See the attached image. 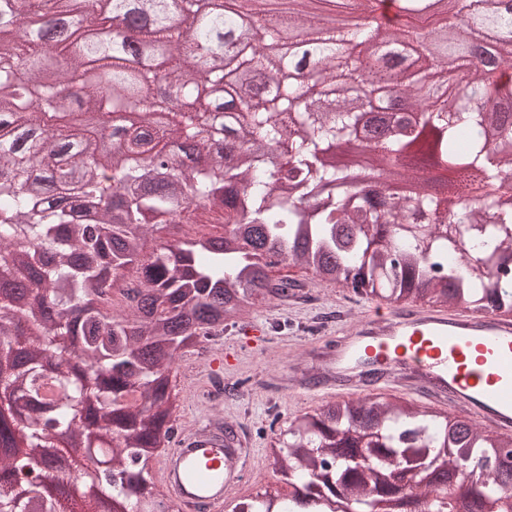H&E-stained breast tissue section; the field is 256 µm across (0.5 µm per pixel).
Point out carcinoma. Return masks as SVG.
<instances>
[{"instance_id": "1", "label": "carcinoma", "mask_w": 512, "mask_h": 512, "mask_svg": "<svg viewBox=\"0 0 512 512\" xmlns=\"http://www.w3.org/2000/svg\"><path fill=\"white\" fill-rule=\"evenodd\" d=\"M112 0V11H139L141 43L166 54L163 77L129 67L121 35L99 45L56 35L48 54L31 0H0L25 36L0 32V276L13 279L25 261L27 283L10 284L0 298V414L25 411V419L0 422V441L21 432L31 444H52L95 425L107 439L88 438L86 454L98 465L93 487L121 498L126 512H171L156 488L149 453L175 436L176 395L170 370L193 337L209 340L224 322L262 299L272 305L296 296L300 284L274 280L270 268L298 264L322 271L320 282L387 301L512 312V206L492 191L437 218L435 196L374 188L359 194L345 170L319 163L330 144L350 139L367 113L388 112L393 135L365 136L385 156L414 150L432 136L431 158L457 171L456 182L512 174V156L495 157L485 131L512 124V6L503 0H456L453 19L438 36L398 27L402 9L389 17L385 0H359L374 14L363 27L321 24L298 10L271 18L254 0L252 39L232 46L223 36L238 27L230 14L202 12L198 0ZM291 29L320 61L316 81L330 96L309 95L310 85L291 74V61L272 50ZM407 42L434 60L431 74L453 87L447 105H424L420 70H394L384 61L390 45ZM375 48L362 62L355 48ZM475 50L488 52L484 75L467 67ZM97 72L88 77L85 59ZM28 63L26 81L13 63ZM224 83V98L197 96L164 127L155 125L157 99L143 88L167 84L180 92L185 75ZM77 83V98L53 93L52 83ZM224 112V132L241 139L230 155L212 138L210 110ZM130 112L113 131L121 151L104 165L77 144L66 153L55 134L43 132L24 150L15 130L35 125L42 113ZM197 139L209 163H185L182 141ZM216 215L221 231L198 232L146 251V235L162 224H191L196 211ZM277 261L270 262L266 256ZM67 359L48 378L47 352ZM503 438L473 420L441 418L430 407L366 398L329 404L290 428L280 459L292 490H265L232 512H327L339 491L354 504L388 493L380 473L405 468L474 473L473 504L512 479ZM67 487L72 474L49 463H24ZM15 464L0 458V512H77L69 497L36 500L37 484L14 480ZM415 501L423 512H452L448 494L428 485Z\"/></svg>"}]
</instances>
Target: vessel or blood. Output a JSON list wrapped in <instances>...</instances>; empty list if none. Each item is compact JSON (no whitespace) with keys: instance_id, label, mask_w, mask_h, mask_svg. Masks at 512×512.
I'll list each match as a JSON object with an SVG mask.
<instances>
[{"instance_id":"1","label":"vessel or blood","mask_w":512,"mask_h":512,"mask_svg":"<svg viewBox=\"0 0 512 512\" xmlns=\"http://www.w3.org/2000/svg\"><path fill=\"white\" fill-rule=\"evenodd\" d=\"M379 371L385 384L425 392L489 429L512 433V320L468 310H372L332 350L311 348L289 386L304 392L356 389ZM247 441L204 419L188 429L163 463L162 480L177 503L201 508L224 500L251 470Z\"/></svg>"}]
</instances>
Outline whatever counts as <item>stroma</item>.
Segmentation results:
<instances>
[{
	"label": "stroma",
	"mask_w": 512,
	"mask_h": 512,
	"mask_svg": "<svg viewBox=\"0 0 512 512\" xmlns=\"http://www.w3.org/2000/svg\"><path fill=\"white\" fill-rule=\"evenodd\" d=\"M271 276L307 284L309 300L254 308L226 329L217 344L197 346L172 372L180 399L178 426L188 428L208 416L241 423L255 450L247 478L213 512H232L238 500L269 487L287 490L288 479L275 466L272 454L281 432L297 416L315 414L340 395L307 396L281 389L280 381L292 374L308 346L336 342L337 331L349 327L359 314L386 306L384 300L361 298L335 285H314L312 273L297 265L273 268ZM257 325L266 332L260 347L251 334ZM226 354L232 357L230 364L212 372L210 361Z\"/></svg>",
	"instance_id": "1"
}]
</instances>
